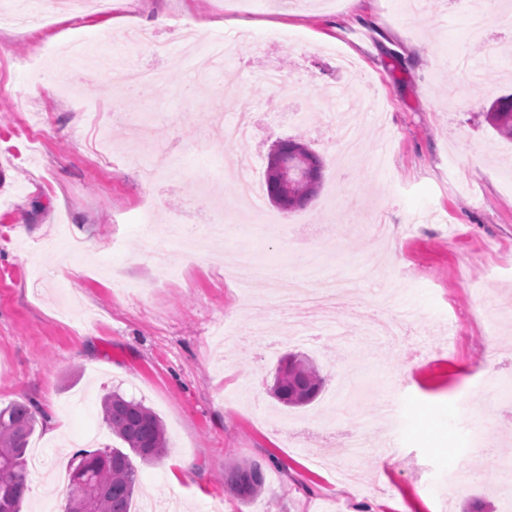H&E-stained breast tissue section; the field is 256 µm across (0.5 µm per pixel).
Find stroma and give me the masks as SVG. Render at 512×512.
Instances as JSON below:
<instances>
[{"instance_id": "stroma-1", "label": "stroma", "mask_w": 512, "mask_h": 512, "mask_svg": "<svg viewBox=\"0 0 512 512\" xmlns=\"http://www.w3.org/2000/svg\"><path fill=\"white\" fill-rule=\"evenodd\" d=\"M24 30L0 24V404L42 408L28 445L25 512L64 503L72 457L115 446L104 395L162 419L169 452L136 462L132 512L178 501L182 512H484L501 507L512 460V141L485 114L512 94V32L489 27L472 50L463 0H112L71 25L42 0ZM139 27L166 44H127ZM375 89L349 113L359 151L334 139L328 94L357 89L343 59ZM162 73L147 95L105 71ZM290 77L287 90L266 75ZM250 113L245 145L208 127ZM297 137L325 164L316 199L291 212L260 198L279 225L269 242L225 224L198 244L217 208L247 212L228 175L247 154L263 175L271 145ZM152 211L139 221L141 207ZM247 247L254 267L225 273ZM358 281L337 307L343 342L320 322L292 329L250 306L255 270ZM406 320L413 347L368 335L378 300ZM263 326L265 343L253 338ZM494 346L496 357L482 353ZM299 353L324 384L310 404L271 393L282 358ZM439 418L438 431L417 427ZM385 449L354 479L310 449L351 433ZM258 463L262 492L243 500L224 479Z\"/></svg>"}]
</instances>
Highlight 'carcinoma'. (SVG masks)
<instances>
[{
    "label": "carcinoma",
    "mask_w": 512,
    "mask_h": 512,
    "mask_svg": "<svg viewBox=\"0 0 512 512\" xmlns=\"http://www.w3.org/2000/svg\"><path fill=\"white\" fill-rule=\"evenodd\" d=\"M487 121L498 135L512 139V95L493 101ZM312 154L300 139L285 140L283 156L292 173L286 188L264 177L270 202L282 209L286 198L295 210L317 196L300 175ZM321 385L317 367L308 358L294 354L291 363L280 369L273 394L287 406H301L316 397ZM101 408L103 421L124 447L90 451L79 460L69 476L65 512H131L136 483L132 457L149 462L167 453L164 425L143 403L113 392L103 398ZM36 425L35 406L15 401L0 407V512H21L29 482L26 449ZM227 481L240 496L253 498L261 492L264 477L258 465L247 464L231 471Z\"/></svg>",
    "instance_id": "cac0c4a2"
}]
</instances>
